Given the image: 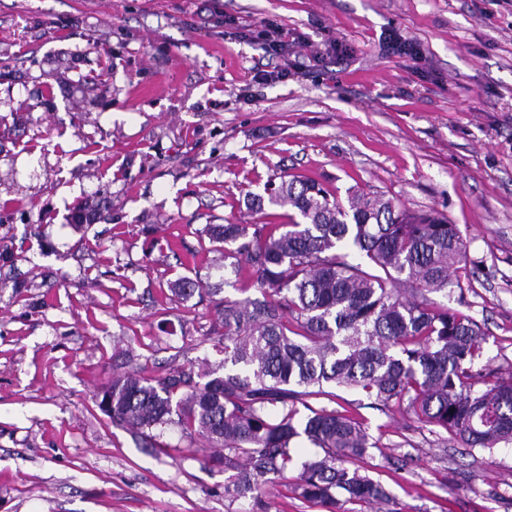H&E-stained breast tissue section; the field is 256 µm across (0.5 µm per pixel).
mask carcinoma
<instances>
[{"mask_svg": "<svg viewBox=\"0 0 512 512\" xmlns=\"http://www.w3.org/2000/svg\"><path fill=\"white\" fill-rule=\"evenodd\" d=\"M288 206L283 224H210L224 245V270H251L261 296L214 302V370L175 369L162 377L117 373L101 390L112 423L156 447L149 431L176 425L224 449V493L244 496L296 465L294 491L336 512L347 502L399 512L390 492L362 473L373 447L353 414L315 408L324 386L356 388L387 411L396 403L466 448L512 443V378L487 365L481 326L431 295L461 287L465 257L456 225L412 212L382 195L353 193L342 203L322 184L293 177L247 198ZM187 300L208 289L170 284ZM301 436L321 453L297 462Z\"/></svg>", "mask_w": 512, "mask_h": 512, "instance_id": "cac0c4a2", "label": "carcinoma"}]
</instances>
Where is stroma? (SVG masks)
I'll use <instances>...</instances> for the list:
<instances>
[{
	"mask_svg": "<svg viewBox=\"0 0 512 512\" xmlns=\"http://www.w3.org/2000/svg\"><path fill=\"white\" fill-rule=\"evenodd\" d=\"M211 3L0 0V512H326L289 479L229 498L204 438L142 447L96 398L116 370L220 362L211 303L168 284L252 287L225 285L204 229L254 221L246 194L286 174L456 224L461 285L436 300L512 376V0ZM268 21L297 35L285 56L255 38ZM392 29L420 57L384 51ZM103 199L111 220L75 222ZM313 404L358 415L403 512H512V444L464 447L342 387ZM212 289L202 288V286L193 280L190 279H178L170 284L169 291L171 292L172 297L179 300H187L195 296L197 294L200 298H203V294H214L216 291L209 292Z\"/></svg>",
	"mask_w": 512,
	"mask_h": 512,
	"instance_id": "35a3bbf8",
	"label": "stroma"
}]
</instances>
